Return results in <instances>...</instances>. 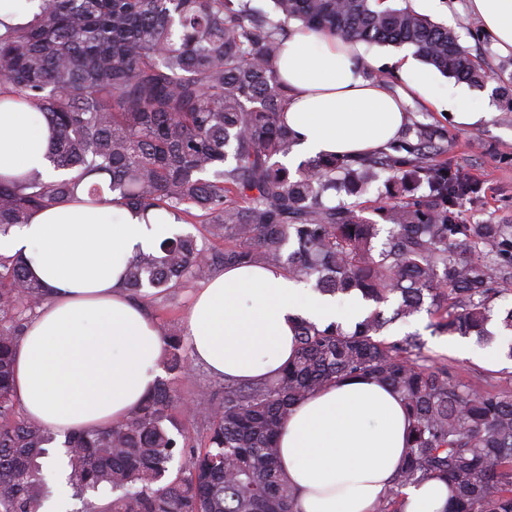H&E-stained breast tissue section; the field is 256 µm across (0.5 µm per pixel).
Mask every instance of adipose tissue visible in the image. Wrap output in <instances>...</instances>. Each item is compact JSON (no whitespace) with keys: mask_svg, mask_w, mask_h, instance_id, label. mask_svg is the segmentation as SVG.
Segmentation results:
<instances>
[{"mask_svg":"<svg viewBox=\"0 0 512 512\" xmlns=\"http://www.w3.org/2000/svg\"><path fill=\"white\" fill-rule=\"evenodd\" d=\"M471 8L501 48H512V0H471ZM356 55L324 30L285 42L275 66L289 87L288 167L325 154L359 157L401 130L404 97L356 76ZM398 74L461 125L489 117L482 103L440 83L416 59H402ZM50 146L42 112L0 101V177L37 171L52 179ZM174 226L173 217L144 219L116 203L68 202L41 210L0 245L24 260L46 294L15 348L13 394L26 417L64 435L121 422L148 394L165 345L158 324L124 289L123 271L135 254L157 252ZM364 313L358 301L337 312L330 298L280 271L236 266L196 295L185 332L193 360L213 375L253 381L276 375L293 357L296 318L347 324ZM407 427L398 395L371 379H344L305 399L279 436L281 470L300 512H374L401 464ZM401 493L402 512H444L451 489L428 480Z\"/></svg>","mask_w":512,"mask_h":512,"instance_id":"obj_1","label":"adipose tissue"}]
</instances>
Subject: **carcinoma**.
<instances>
[{"label":"carcinoma","mask_w":512,"mask_h":512,"mask_svg":"<svg viewBox=\"0 0 512 512\" xmlns=\"http://www.w3.org/2000/svg\"><path fill=\"white\" fill-rule=\"evenodd\" d=\"M250 2L41 0L31 24L0 34V98L48 117L49 160L63 173L0 179V236L82 186L91 203L115 195L224 242L219 251L175 234L137 255L124 282L134 297L263 265L378 308L352 330L301 320L282 372L226 379L189 414L176 409L173 389L189 350L180 333H164L171 378L157 379L124 421L68 435L67 484L75 496L107 494L99 512H299L278 466L279 431L307 396L367 377L402 397L411 422L404 463L375 512H401L400 489L429 479L453 492L445 512H512V390L476 394L448 366L425 363L419 333L383 336L423 310L435 335L491 344L496 310L511 332L512 304L494 283L512 281V222L460 219L461 201L480 186L448 167L445 137L428 124L364 158L317 156L293 172L277 161L292 140L288 88L275 69L292 21L350 44L407 45L474 85L488 79L484 62L456 29L383 0H272L274 19ZM381 179L388 201H361ZM423 185L428 194L416 195ZM341 189L351 201L327 204ZM43 301L23 260L0 253V512H41L51 495L43 459L54 435L17 416L13 395V350ZM194 424L204 446H179Z\"/></svg>","instance_id":"obj_1"}]
</instances>
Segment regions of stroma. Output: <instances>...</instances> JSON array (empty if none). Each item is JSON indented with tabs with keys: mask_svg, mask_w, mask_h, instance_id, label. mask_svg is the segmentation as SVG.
Returning <instances> with one entry per match:
<instances>
[{
	"mask_svg": "<svg viewBox=\"0 0 512 512\" xmlns=\"http://www.w3.org/2000/svg\"><path fill=\"white\" fill-rule=\"evenodd\" d=\"M388 6L407 7L433 22L454 27L473 53L479 54L491 76L480 87L467 86V93L486 104L493 116L473 127L455 123L442 109L429 105L416 96L407 105L408 122L432 124L448 133V163L462 170L481 186L478 199L464 200L460 206L462 220L468 224H499L512 220V112L500 109V91L512 81V49L502 50L482 20L471 9L470 0H435L432 7H423L419 0H387ZM406 46L362 44L357 55L356 73L366 78L377 75L391 93H398L402 82L394 60L410 56ZM200 289L191 284L176 289L170 295L144 300L143 306L161 329L184 331L192 297ZM427 313H418L397 323L387 333L388 340L401 339L405 333H419L426 342V355L444 356L455 375L477 389L505 386L502 368L461 358L454 350L451 336H438L430 328Z\"/></svg>",
	"mask_w": 512,
	"mask_h": 512,
	"instance_id": "35a3bbf8",
	"label": "stroma"
}]
</instances>
